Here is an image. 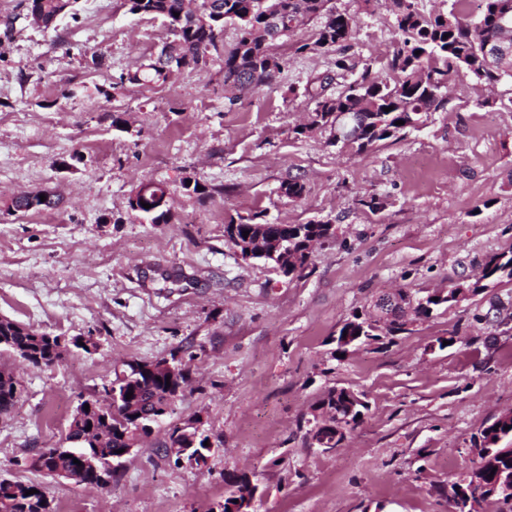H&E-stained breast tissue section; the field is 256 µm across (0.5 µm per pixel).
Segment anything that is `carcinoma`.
Returning a JSON list of instances; mask_svg holds the SVG:
<instances>
[{"label":"carcinoma","mask_w":512,"mask_h":512,"mask_svg":"<svg viewBox=\"0 0 512 512\" xmlns=\"http://www.w3.org/2000/svg\"><path fill=\"white\" fill-rule=\"evenodd\" d=\"M134 13L159 16L168 22L174 36L172 52L164 57L157 55L148 64L127 75V82L146 86L165 82L173 70L185 68L204 69L208 55L224 46V27L233 26L238 39L236 44L224 51V85L232 86L241 93H251L276 81L281 73L282 62L274 51L275 39L271 35V17H276L282 28V37H289L294 28L304 19H318L320 25L311 42L299 43L296 51H323L336 54L337 73L344 74L354 69L346 55L348 42L354 35L352 17L336 10L332 0H202L209 4L208 23L190 16L186 0H129ZM395 16L397 47L390 63L394 78H379L372 75V63L363 64L359 78L334 94L326 89L334 81L328 75L320 81L319 88L309 91L316 101L311 125L317 129H329L336 111H353L362 115L355 141L356 152L364 154L377 143L388 139H400L404 131L423 123V117L435 112L448 102V75L464 68L475 78H484L489 84L499 82L497 75L487 71L480 54V47L471 44L470 28L482 24L491 29L495 26L493 7L496 0H480L478 13L470 14L463 0H441L442 8L434 13L420 10L416 0H392ZM76 0H20L19 7L25 13L39 9L51 20L75 10ZM179 16H174V13ZM455 24L448 25V16ZM466 50L465 55L459 51ZM420 54H415V51ZM404 124L398 125L396 121ZM260 215L240 218L237 224L225 225L228 241L244 251L253 242L254 225ZM249 232L243 236V232ZM266 233L284 240L288 250L299 255V266L288 270L295 275L307 266L310 255L307 242L314 237L327 238L333 234L329 223L270 224ZM512 281V251L491 256L484 264L482 275L474 281L454 284L456 288H467L476 297L486 292L488 285L503 280ZM401 300L410 312L405 318L404 310H386L373 303L370 309L376 314L379 326L364 325V320L352 314L340 327L333 342L336 352L344 354L348 348L369 339L396 336L408 331V323L429 318L439 306L451 307L456 303L454 291L438 292L422 298L399 292ZM14 353L23 362L38 367H50L61 357L58 337L40 333L20 323L0 325V350ZM190 372H178L176 378L166 380L163 371L145 372L131 362L123 363L114 370L112 385L119 392H133L126 404L112 413L110 424L102 421L101 415L92 410L86 415L85 424L102 428V436L95 448L98 463L105 467L112 455L121 448H136L142 441L135 420L156 423L164 417L175 400L180 397L178 389L187 385ZM16 377L10 371L0 369V411L12 410L18 400L14 397ZM348 388L331 387L324 390L312 405V409L328 415L325 426L318 429L314 438L321 441L343 442L348 430L359 424L357 414L367 410V404H355L348 399ZM198 419L187 421L183 427L174 428L165 444V453L175 448L173 456L180 457L185 448L196 451L204 448L207 437L198 432ZM83 427L69 423L65 442L68 446L49 448L30 469L59 478L72 477L80 487H95L99 476L91 467L78 469L73 459L84 452L83 444L75 441ZM512 437V414H502L481 430L478 465L454 483L457 512H480L486 502L509 506L512 512V447L498 443ZM36 485L16 479L0 480V512H55L42 490L26 494Z\"/></svg>","instance_id":"1"}]
</instances>
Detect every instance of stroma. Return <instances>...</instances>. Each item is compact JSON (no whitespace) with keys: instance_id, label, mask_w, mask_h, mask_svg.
<instances>
[{"instance_id":"obj_1","label":"stroma","mask_w":512,"mask_h":512,"mask_svg":"<svg viewBox=\"0 0 512 512\" xmlns=\"http://www.w3.org/2000/svg\"><path fill=\"white\" fill-rule=\"evenodd\" d=\"M17 2L0 0V18H15L12 38L0 35V316L68 346L48 368L0 355L21 384L0 416V469L38 485L56 512H207L224 499L227 470L258 477V512H448L443 490L477 465L475 438L512 412V322L473 319L492 295L512 309V282L340 360L329 338L379 294L446 288L512 250V82L485 97L458 71L444 110L360 155L324 132L294 133L317 78L334 75L336 91L354 79L336 77L335 54L296 52L317 22L279 46L277 83L233 100L215 54L163 84H120L171 38L162 18L124 0H79L76 16L49 29ZM333 3L356 18L348 56L389 75L391 0ZM188 178L206 197L182 188ZM291 179L301 198L281 193ZM146 182L168 187L169 223L131 210ZM37 190L59 195V207L9 209ZM259 212L335 232L291 278L243 259L224 235ZM77 337L96 350L75 348ZM189 350L183 396L107 489L19 467L61 444L81 396L101 394L115 367ZM331 386L363 393L369 408L324 452L306 432ZM193 418L214 446L205 469L161 448Z\"/></svg>"}]
</instances>
